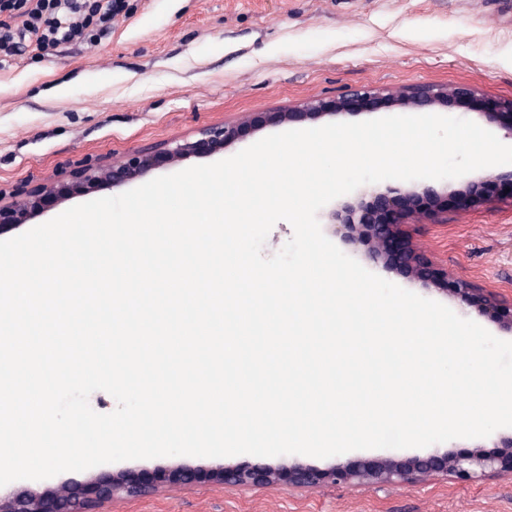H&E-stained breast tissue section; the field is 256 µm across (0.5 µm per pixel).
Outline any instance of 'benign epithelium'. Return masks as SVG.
Masks as SVG:
<instances>
[{"instance_id":"7a95c632","label":"benign epithelium","mask_w":512,"mask_h":512,"mask_svg":"<svg viewBox=\"0 0 512 512\" xmlns=\"http://www.w3.org/2000/svg\"><path fill=\"white\" fill-rule=\"evenodd\" d=\"M474 96L470 89L434 85H416L391 92L357 89L337 99L309 100L277 112H259L240 121L206 127L195 138L177 139L158 148L133 150L118 161L88 165L22 192L10 195L0 192V234L27 224L76 197L121 187L157 168L175 166L192 156L222 151L269 122L288 123L370 110L383 100L416 109L446 106L453 100L459 107L466 108ZM484 116L497 125L505 137L512 139V100L496 105ZM458 196L469 206L488 203L487 180L468 181ZM438 197L439 192L431 186L421 191L413 186H387L382 191L363 193L355 206L334 210L331 224L334 233L365 246L366 258L371 263L400 267L425 284L449 283L451 293L462 303L476 307L480 315L512 329V300L499 299L467 279H448V269L419 256L410 245L406 227L419 216L425 201ZM448 473L462 480L504 473L512 475V438L495 453L475 448L460 454L387 457L353 466L318 468L292 463L275 467L255 462L204 469L181 467L150 474L135 470L101 472L86 481H70L41 493L0 492V512H99L102 505L116 498L152 495L171 482L189 486L208 482L243 488L285 485L305 489L324 484L381 487L394 482L415 484Z\"/></svg>"}]
</instances>
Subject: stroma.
I'll list each match as a JSON object with an SVG mask.
<instances>
[{
    "mask_svg": "<svg viewBox=\"0 0 512 512\" xmlns=\"http://www.w3.org/2000/svg\"><path fill=\"white\" fill-rule=\"evenodd\" d=\"M475 90L440 108L488 131L485 105L512 100V0H122L108 34L40 46L29 36L0 59V189L35 184L128 152L311 98L415 85ZM489 204L449 208L409 227L413 248L512 298V197L491 178ZM372 273L495 337L512 330L400 268ZM512 427L397 455L496 451ZM104 512H512V477L438 476L380 489L336 485L242 489L201 483L124 499Z\"/></svg>",
    "mask_w": 512,
    "mask_h": 512,
    "instance_id": "1",
    "label": "stroma"
}]
</instances>
